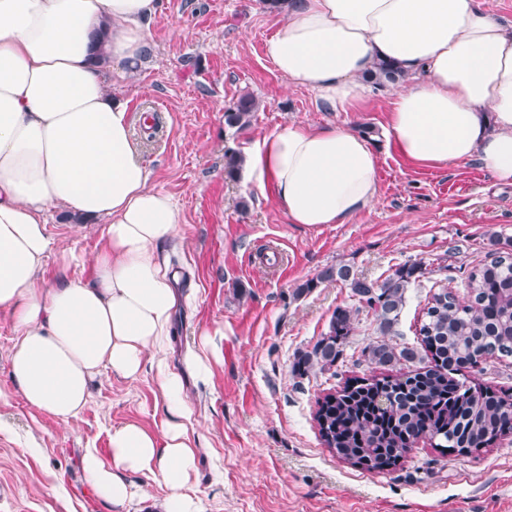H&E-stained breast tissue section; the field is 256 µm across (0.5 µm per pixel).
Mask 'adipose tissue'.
Wrapping results in <instances>:
<instances>
[{"label": "adipose tissue", "instance_id": "obj_1", "mask_svg": "<svg viewBox=\"0 0 512 512\" xmlns=\"http://www.w3.org/2000/svg\"><path fill=\"white\" fill-rule=\"evenodd\" d=\"M158 9V0H0V308L18 332L17 390L64 422L102 370L136 377L155 352L161 433L114 428L110 459L87 451L84 471L113 506L132 500L133 472L161 479L163 512H200L187 492L191 410L165 358L180 280L165 248L179 237V208L150 185L128 106L108 84L150 51ZM283 14L265 55L322 111H355L373 64L394 62L407 82L390 94L387 133L401 155L435 168L474 158L512 183V26L476 0H286ZM244 169L292 224H345L379 195L371 143L336 125L266 135ZM57 207L107 226L93 282L39 274L51 246L46 214Z\"/></svg>", "mask_w": 512, "mask_h": 512}]
</instances>
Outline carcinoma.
<instances>
[{
	"label": "carcinoma",
	"mask_w": 512,
	"mask_h": 512,
	"mask_svg": "<svg viewBox=\"0 0 512 512\" xmlns=\"http://www.w3.org/2000/svg\"><path fill=\"white\" fill-rule=\"evenodd\" d=\"M404 78L391 61H379L369 79L384 85ZM259 103L242 96L224 113L225 124L243 129ZM244 158L224 152V177L238 178ZM491 259L474 268L465 285L468 299L459 301L450 289H437L428 298L417 346L397 347L394 335L405 294L425 275L424 263H405L383 281L358 275L348 265L329 266L296 286L300 296L322 283L349 286L355 310H334L328 332L311 347L298 351L292 373L304 378L329 370L344 357L354 331L353 313L371 312L381 339L362 350L379 375L356 376L316 399L314 419L329 451L368 472L398 467L420 439L441 451L471 454L494 444L507 433L512 419V394L457 378L489 358L512 356V251L497 249ZM408 371L396 375L398 364Z\"/></svg>",
	"instance_id": "cac0c4a2"
}]
</instances>
